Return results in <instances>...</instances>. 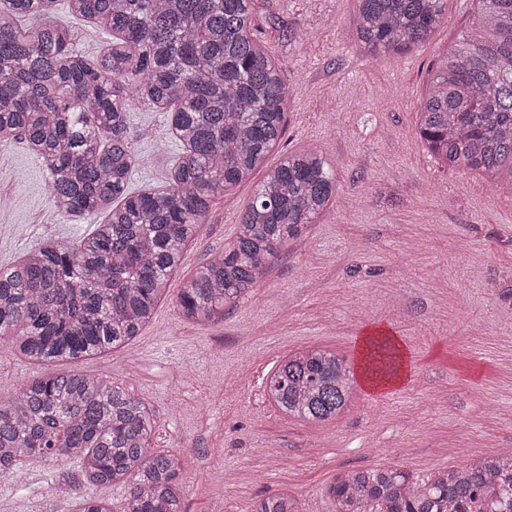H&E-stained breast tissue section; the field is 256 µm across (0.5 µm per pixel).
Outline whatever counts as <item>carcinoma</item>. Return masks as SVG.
<instances>
[{
  "label": "carcinoma",
  "instance_id": "1",
  "mask_svg": "<svg viewBox=\"0 0 512 512\" xmlns=\"http://www.w3.org/2000/svg\"><path fill=\"white\" fill-rule=\"evenodd\" d=\"M478 35L431 70L419 136L447 167L512 177V0H478ZM112 33L96 58L72 49L58 0H0V148L17 141L49 173L61 212L111 207L80 248L44 240L0 268V345L31 363L77 361L140 335L214 199L263 165L285 126L289 90L257 37L253 0H66ZM447 0H358L354 31L374 52L400 53L442 22ZM168 113L184 149L158 192L133 193L137 105ZM336 196L327 159L289 154L266 176L237 235L184 280L178 307L204 325L248 295L288 240ZM399 354L370 350L385 375ZM283 413L329 421L347 406L349 370L333 352L284 358L267 382ZM154 419L121 385L80 370L0 398V474L37 459L74 462L89 485L124 489L119 505L74 496L75 512H184L182 460L151 446ZM336 512H512V455L487 454L419 478L401 469L344 471L327 487ZM254 512H300L286 491Z\"/></svg>",
  "mask_w": 512,
  "mask_h": 512
}]
</instances>
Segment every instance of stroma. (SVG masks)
<instances>
[{"mask_svg": "<svg viewBox=\"0 0 512 512\" xmlns=\"http://www.w3.org/2000/svg\"><path fill=\"white\" fill-rule=\"evenodd\" d=\"M477 0H448L444 21L402 54L371 55L353 37L356 0H254L265 51L289 90L281 143L257 171L214 199L152 321L129 346L75 363L31 365L0 350V395L72 368L122 384L150 409L153 447L180 455L185 512H252L281 489L302 512H336L337 473L397 467L426 477L489 452L512 454V186L443 168L417 135L429 66L466 31ZM73 49L99 55L111 37L59 8ZM140 163L129 189L161 188L181 145L166 113L136 107ZM313 149L331 164L336 200L268 266L253 292L213 325L180 316L182 281L236 237L266 169ZM24 144L0 156V267L52 238L74 247L101 214L65 215ZM383 330L402 352L399 384L371 390L360 346ZM336 352L351 401L336 419L280 412L267 376L303 349ZM77 466L32 463L0 476V512H72Z\"/></svg>", "mask_w": 512, "mask_h": 512, "instance_id": "obj_1", "label": "stroma"}]
</instances>
